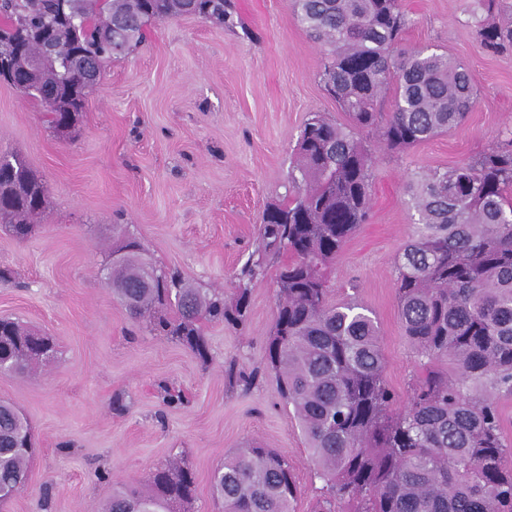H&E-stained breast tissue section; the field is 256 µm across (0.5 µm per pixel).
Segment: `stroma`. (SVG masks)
I'll return each mask as SVG.
<instances>
[{
  "label": "stroma",
  "instance_id": "obj_1",
  "mask_svg": "<svg viewBox=\"0 0 512 512\" xmlns=\"http://www.w3.org/2000/svg\"><path fill=\"white\" fill-rule=\"evenodd\" d=\"M234 23L194 16L148 25L133 53L107 63L74 132L60 135L42 106L0 84V153L21 156L48 186L33 233L0 224V316L52 336L55 357L27 376H0V401L32 431L26 488L0 512H100L113 489H145L148 474L180 459L197 478L194 512H220L210 479L248 443L292 461L293 512H315L319 481L291 407L265 363L276 306L274 271L251 284L245 324L203 323L201 362L130 318L101 278L118 233L196 288L232 295L257 246L266 205L281 201L309 118L346 116L324 89V53L289 0H231ZM409 25L398 52L428 49L463 62L477 91L454 129L390 149L364 136L374 173L370 216L331 268L333 301L372 310L398 394L417 369L398 314L394 260L418 216L408 183L470 162L512 127V47L482 49L468 0H401ZM256 372L230 383L229 366ZM182 403L167 405V393Z\"/></svg>",
  "mask_w": 512,
  "mask_h": 512
}]
</instances>
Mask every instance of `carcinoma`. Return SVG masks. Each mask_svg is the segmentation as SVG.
Returning <instances> with one entry per match:
<instances>
[{"label":"carcinoma","instance_id":"obj_1","mask_svg":"<svg viewBox=\"0 0 512 512\" xmlns=\"http://www.w3.org/2000/svg\"><path fill=\"white\" fill-rule=\"evenodd\" d=\"M495 0H473L481 46L512 45V25L483 17ZM303 29L325 48V90L348 116L305 124L289 197L267 207L257 258L241 269L231 302L184 283L143 257L132 237L112 247V293L135 320L189 349L209 347L198 323H244L250 286L269 257L277 302L266 359L292 407L321 483L319 512H512V445L500 398L512 396V128L472 163L435 170L408 186L418 224L396 258V297L419 373L409 401L385 378L375 318L351 299L331 300L329 272L366 223L373 175L363 131L392 149L456 127L473 108L467 69L448 56L393 49L409 24L399 0H291ZM229 0H0V82L40 102L57 133L85 108L104 61L138 47L155 21L194 15L233 23ZM395 87L393 111L380 99ZM45 183L16 155H0V223L32 233ZM53 341L0 318V363L21 375L54 357ZM31 428L0 402V501L28 483ZM145 492H112L103 512H191L196 482L178 461L157 467ZM222 512H291L299 488L287 456L241 448L211 478Z\"/></svg>","mask_w":512,"mask_h":512}]
</instances>
